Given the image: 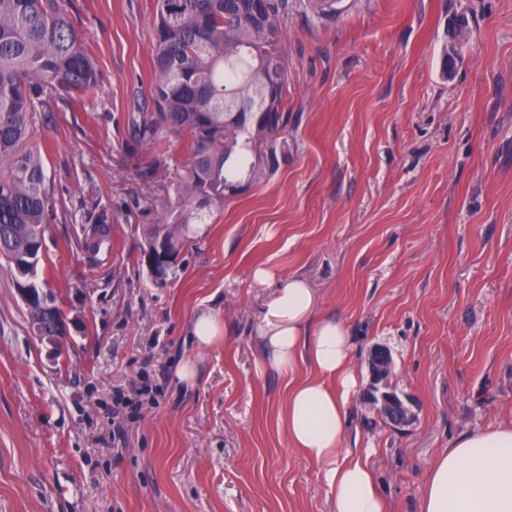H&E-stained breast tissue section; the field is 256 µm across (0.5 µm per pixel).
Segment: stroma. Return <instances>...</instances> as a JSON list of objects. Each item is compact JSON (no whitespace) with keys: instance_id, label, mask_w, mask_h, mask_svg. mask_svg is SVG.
Returning a JSON list of instances; mask_svg holds the SVG:
<instances>
[{"instance_id":"1","label":"stroma","mask_w":512,"mask_h":512,"mask_svg":"<svg viewBox=\"0 0 512 512\" xmlns=\"http://www.w3.org/2000/svg\"><path fill=\"white\" fill-rule=\"evenodd\" d=\"M66 4L99 89L33 140L56 212L39 275L78 323L52 358L0 266V512H331L318 466L275 426L282 379L258 334L293 276L314 318L347 326L361 387L369 349H389L415 421L393 428L357 397L343 445L371 449L392 512H415L456 437L512 422V0H341L332 20L289 0L288 146L182 233L161 284L143 252L186 151L133 141L152 109L155 0ZM102 213L112 246L92 253ZM258 266L274 280L255 282ZM205 312L224 337L197 350ZM188 355L190 385L174 375Z\"/></svg>"}]
</instances>
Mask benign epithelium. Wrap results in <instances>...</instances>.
Masks as SVG:
<instances>
[{
  "mask_svg": "<svg viewBox=\"0 0 512 512\" xmlns=\"http://www.w3.org/2000/svg\"><path fill=\"white\" fill-rule=\"evenodd\" d=\"M179 245L174 242L147 243L148 268L151 276L162 280L164 272L175 260ZM17 291L32 314V330L36 338L49 347V352L57 357L65 352L70 327L76 324V318L56 315L52 305L40 299L35 305V291L31 284L21 281ZM368 365L371 383L362 399L377 416L395 428L412 423L413 416L406 402L388 386L393 371V358L388 348L374 345L368 353Z\"/></svg>",
  "mask_w": 512,
  "mask_h": 512,
  "instance_id": "obj_1",
  "label": "benign epithelium"
}]
</instances>
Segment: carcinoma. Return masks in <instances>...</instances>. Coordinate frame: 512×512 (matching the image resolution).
<instances>
[{
	"mask_svg": "<svg viewBox=\"0 0 512 512\" xmlns=\"http://www.w3.org/2000/svg\"><path fill=\"white\" fill-rule=\"evenodd\" d=\"M340 0H305L331 19ZM156 0L153 111L133 120L135 141L153 148L188 141L178 171L180 206L151 236H176L205 210L274 168L288 126V58L281 18L288 0ZM98 87L84 38L64 0H0V256L15 280L36 288L54 201L31 135L57 102L75 104Z\"/></svg>",
	"mask_w": 512,
	"mask_h": 512,
	"instance_id": "carcinoma-1",
	"label": "carcinoma"
}]
</instances>
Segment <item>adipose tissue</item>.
I'll use <instances>...</instances> for the list:
<instances>
[{"label": "adipose tissue", "mask_w": 512, "mask_h": 512, "mask_svg": "<svg viewBox=\"0 0 512 512\" xmlns=\"http://www.w3.org/2000/svg\"><path fill=\"white\" fill-rule=\"evenodd\" d=\"M312 290L289 279L267 304L261 336L285 377L277 424L290 448L319 466L332 512H388L370 450L342 445L347 407L359 379L342 322H310ZM309 371L295 373L298 360ZM417 512H512V424L463 434L439 453L421 485Z\"/></svg>", "instance_id": "obj_1"}]
</instances>
